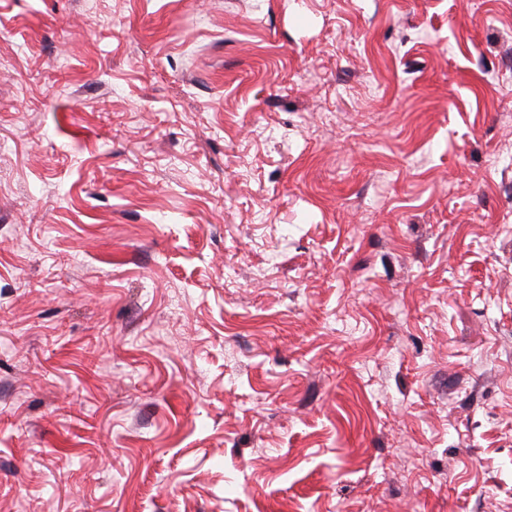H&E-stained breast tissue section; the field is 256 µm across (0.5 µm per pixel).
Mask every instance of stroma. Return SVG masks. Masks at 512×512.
Returning <instances> with one entry per match:
<instances>
[{
  "instance_id": "1",
  "label": "stroma",
  "mask_w": 512,
  "mask_h": 512,
  "mask_svg": "<svg viewBox=\"0 0 512 512\" xmlns=\"http://www.w3.org/2000/svg\"><path fill=\"white\" fill-rule=\"evenodd\" d=\"M0 512H512V0H0Z\"/></svg>"
}]
</instances>
